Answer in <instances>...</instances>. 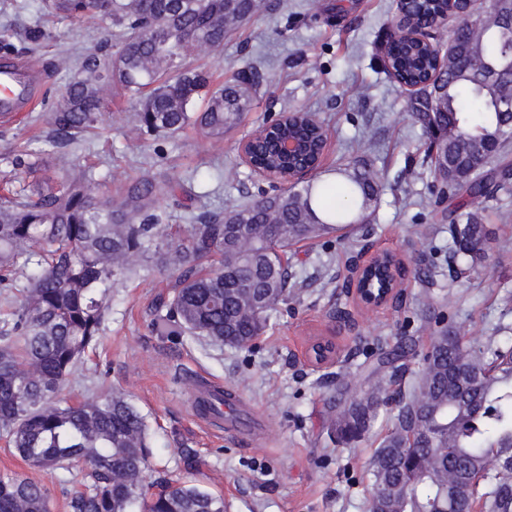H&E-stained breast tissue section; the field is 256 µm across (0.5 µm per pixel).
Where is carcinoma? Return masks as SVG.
Instances as JSON below:
<instances>
[{
  "label": "carcinoma",
  "mask_w": 512,
  "mask_h": 512,
  "mask_svg": "<svg viewBox=\"0 0 512 512\" xmlns=\"http://www.w3.org/2000/svg\"><path fill=\"white\" fill-rule=\"evenodd\" d=\"M262 0H40L47 23L97 16L107 25L105 45L85 54L47 113L50 142L68 147L98 134L107 97L140 103L146 131L174 137L193 127L224 138L249 111L256 85L242 77L212 86L207 73L186 66L195 53L224 48V40L256 14ZM440 0H399L406 27L394 43L389 76L401 88L430 77L438 94L410 93L409 114L426 139L424 163L437 202L456 201L448 258L461 270L493 248L492 231L470 210L512 179L502 154L512 141V37L503 35L498 0L478 5L446 54L443 33L430 21ZM285 131L310 149L325 131L315 115L292 118ZM25 176L0 201V288L8 310L0 322V438L29 466L86 468L71 512H224V498L193 483L168 481L148 493L150 448L145 419L123 394L86 395L60 405L57 394L73 368L94 349L112 284L148 261L179 270L172 293L160 299L166 319L194 336L239 346L270 325L288 299L293 278L282 254L293 243L316 240L358 222L377 202L380 177L348 165L341 180L297 181L279 193L223 211L200 200L186 206L189 224L173 231L158 205L176 185L139 176L107 203L90 184L91 167L60 183L40 179L41 158L21 149L7 158ZM247 226L249 245L228 251L224 227ZM218 256L207 268L203 261ZM512 347L463 342L450 330L427 338L421 375L404 391L391 379L367 387L345 382L327 398L337 437L350 444L367 434L380 409L390 428L370 463L368 512H437L453 488L450 512H512ZM0 512H50L48 490L23 473L0 476Z\"/></svg>",
  "instance_id": "1"
}]
</instances>
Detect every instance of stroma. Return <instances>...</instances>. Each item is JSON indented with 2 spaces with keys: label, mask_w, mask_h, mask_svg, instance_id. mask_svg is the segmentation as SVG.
Instances as JSON below:
<instances>
[{
  "label": "stroma",
  "mask_w": 512,
  "mask_h": 512,
  "mask_svg": "<svg viewBox=\"0 0 512 512\" xmlns=\"http://www.w3.org/2000/svg\"><path fill=\"white\" fill-rule=\"evenodd\" d=\"M396 14L395 0H267L223 50L193 57L192 67L230 83L251 77L258 86L240 124L212 141L194 130L167 138L138 130L132 100L109 101L107 129L98 141L56 148L42 97H57L67 76L102 36L98 20L62 21L52 39L31 42L34 7L16 10L0 0V27L16 36L15 62L38 79L32 98L9 120L0 119V171L25 146L57 179L97 165L94 196H115L139 175L182 185L162 209L179 214L187 196L208 194L211 208L247 203L269 183L243 161L239 145L255 127L289 110L315 113L328 134L322 174L351 162L378 172L384 190L367 223L349 233L294 245L288 266L296 275L286 304L253 344L230 347L187 333L171 335L155 320L159 295L177 272L152 264L112 286L95 352L83 359L60 391V401L89 392L126 395L147 424L155 480L193 479L223 495L224 512H366L368 463L388 429L379 416L361 440L330 438L325 398L337 376L368 385L367 364L379 351L424 342L429 330L449 328L465 340L512 337V196L480 203L497 240L483 268L455 274L448 260L450 224L434 206L433 183L422 166L424 139L408 114L405 92L382 68L380 44ZM389 250L405 264L404 293L392 305L358 312L345 285L348 267L364 251ZM334 335L342 362L317 369L301 355L316 336ZM204 375L223 384L262 420L259 436L212 437L191 417L185 381ZM29 473L50 494L51 512L67 501L84 473L29 469L0 441V475Z\"/></svg>",
  "instance_id": "stroma-1"
}]
</instances>
